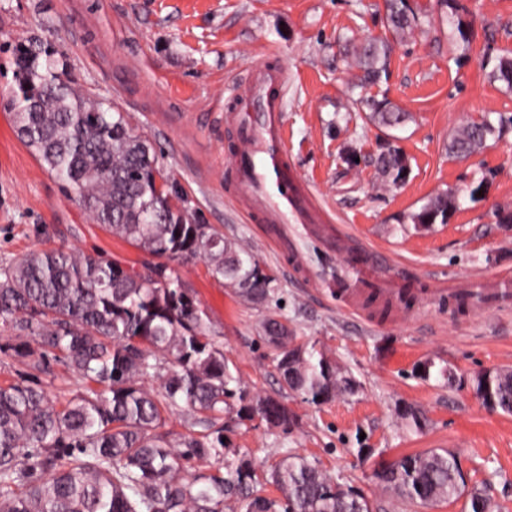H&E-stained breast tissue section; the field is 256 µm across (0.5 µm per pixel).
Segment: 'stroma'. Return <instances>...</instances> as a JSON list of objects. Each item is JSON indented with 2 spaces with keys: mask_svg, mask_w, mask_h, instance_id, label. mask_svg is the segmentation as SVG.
Masks as SVG:
<instances>
[{
  "mask_svg": "<svg viewBox=\"0 0 512 512\" xmlns=\"http://www.w3.org/2000/svg\"><path fill=\"white\" fill-rule=\"evenodd\" d=\"M469 50L441 22L437 0H410L435 21L407 41H391L388 78L370 88L410 121L387 130L359 105L356 69L343 57L347 39L389 38L383 0H0V264L26 253L78 247L135 267L151 257L94 224L17 137L4 105L15 88L12 55L30 36L64 51L72 77L98 99L125 112L165 154L171 178L195 218L247 245L276 285L254 304L209 275L204 262L176 265L211 321L212 342L249 390L279 398L294 415L288 427L224 417L231 448L271 469L285 452L317 461L343 486L360 491L373 512H464L462 503L416 504L377 484V463L445 448L455 451L469 486L495 512H512V416L486 410L469 379L512 367V310L459 312L451 288L512 272V127L465 159L448 155V139L468 120L512 116V93L489 78L486 61L512 53V0H463ZM288 73V158L312 188L329 224L360 245L386 252L399 285L419 292L408 302L371 305L362 321L317 277L339 264L303 226L294 225L308 273L279 258L264 225L241 210L224 173L234 134L224 117L227 89L264 63ZM396 149L406 170L383 177L377 159ZM456 196L446 223H413L437 193ZM281 316L296 344L336 361L354 393L313 405L283 387L275 352L261 325ZM449 366L455 383L425 363ZM426 413L423 432L399 410Z\"/></svg>",
  "mask_w": 512,
  "mask_h": 512,
  "instance_id": "stroma-1",
  "label": "stroma"
}]
</instances>
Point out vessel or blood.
I'll list each match as a JSON object with an SVG mask.
<instances>
[{"instance_id": "vessel-or-blood-1", "label": "vessel or blood", "mask_w": 512, "mask_h": 512, "mask_svg": "<svg viewBox=\"0 0 512 512\" xmlns=\"http://www.w3.org/2000/svg\"><path fill=\"white\" fill-rule=\"evenodd\" d=\"M287 75L283 69L262 66L249 78L230 90L236 102L227 115L236 133V143L224 153V168L233 177L246 208L261 222L271 225L272 239L279 252L295 264L303 256L288 235L292 224H311L319 214L311 204L310 191L300 177L288 167L283 120V91ZM387 258L369 252L366 261L347 266L344 282L327 279V287H341V296L349 308L364 313L367 299H398L400 289L385 287ZM473 296L495 308L512 307V276H497L493 287L472 288Z\"/></svg>"}]
</instances>
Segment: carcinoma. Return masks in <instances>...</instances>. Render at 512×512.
Masks as SVG:
<instances>
[{
  "label": "carcinoma",
  "mask_w": 512,
  "mask_h": 512,
  "mask_svg": "<svg viewBox=\"0 0 512 512\" xmlns=\"http://www.w3.org/2000/svg\"><path fill=\"white\" fill-rule=\"evenodd\" d=\"M469 48L460 0H439ZM386 23L403 39L430 20L408 0H386ZM390 44L351 43L346 56L367 89L386 74ZM17 91L10 102L15 132L94 223L160 259L141 270L100 254L67 249L33 251L0 266V325L16 343L11 353L29 378L0 386V512H372L369 501L299 453L265 471L228 449L224 413L270 427L293 417L277 398L241 387L224 351L210 342V321L171 267L203 261L212 278L254 303L268 301L275 279L252 253L189 213L163 155L149 137L112 105L68 78V61L39 38L12 45ZM491 79L512 91V57H502ZM368 119L386 129L404 126L408 113L372 97L360 99ZM495 127L487 119L464 123L448 154L468 157L486 146ZM382 173L404 172L397 151L379 157ZM456 203L445 192L413 216L415 224L446 220ZM264 337L277 350L284 385L313 404L353 392L355 382L325 354L293 343L288 325L269 315ZM96 384L64 403L51 397L40 375L48 355ZM471 385L492 411L512 415V369L479 371ZM185 417L188 431L173 443L161 432L168 416ZM417 431L419 409L400 413ZM214 465L187 473L192 461ZM388 490L412 502L439 504L466 497L467 512H494L477 489L466 490L457 455L432 449L374 468ZM271 483L279 500L263 497Z\"/></svg>",
  "instance_id": "carcinoma-1"
}]
</instances>
